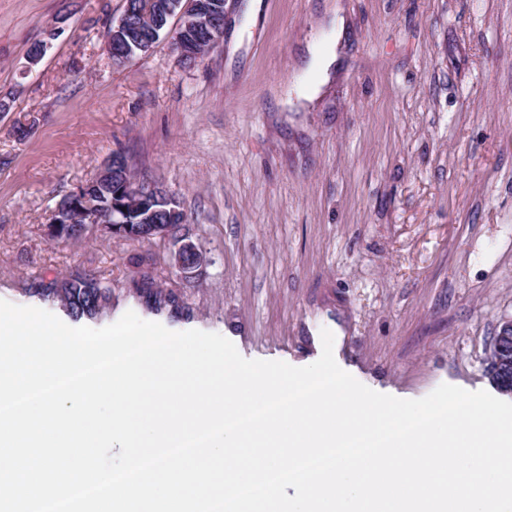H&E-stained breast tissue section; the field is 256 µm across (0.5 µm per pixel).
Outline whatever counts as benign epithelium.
Returning a JSON list of instances; mask_svg holds the SVG:
<instances>
[{
  "label": "benign epithelium",
  "instance_id": "benign-epithelium-1",
  "mask_svg": "<svg viewBox=\"0 0 512 512\" xmlns=\"http://www.w3.org/2000/svg\"><path fill=\"white\" fill-rule=\"evenodd\" d=\"M185 17L179 19L177 33L172 39V45L180 58L190 55L196 59L202 56L203 50L212 48L220 39L223 28V19L212 18L211 9L205 0H186ZM117 157H112L104 169L87 182L79 185L76 191L63 197L57 204L53 224H67L76 229L95 224L103 231L114 235L118 225L123 223L128 211L148 203H167L171 201L172 194L159 185L150 181H139L130 177L128 166H123L120 178L122 190L112 200V217L108 218L104 212L98 210L90 200L91 186L103 181L116 169ZM120 236L137 240L148 241L155 236H168L167 229L158 225H145L136 232H122ZM178 249L171 255V265L180 273V277L189 280L195 276L197 268L203 262V255L198 253L196 245L181 234L177 237ZM197 254L192 264L183 262V255ZM497 357L495 368L491 370L492 376L499 389L512 393V319L504 322L494 340Z\"/></svg>",
  "mask_w": 512,
  "mask_h": 512
}]
</instances>
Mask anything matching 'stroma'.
<instances>
[{
	"instance_id": "35a3bbf8",
	"label": "stroma",
	"mask_w": 512,
	"mask_h": 512,
	"mask_svg": "<svg viewBox=\"0 0 512 512\" xmlns=\"http://www.w3.org/2000/svg\"><path fill=\"white\" fill-rule=\"evenodd\" d=\"M248 5L226 0L224 34L194 64L164 34L116 66L106 38L124 0H0V300L61 318L30 284L94 271L112 309L93 328L131 310L301 367L339 327L337 364L374 391L497 394L488 356L512 319V0ZM337 8L336 75L284 111ZM117 151L186 212L205 255L191 282L167 238L92 226L50 239L56 202ZM146 280L188 316L148 313Z\"/></svg>"
}]
</instances>
